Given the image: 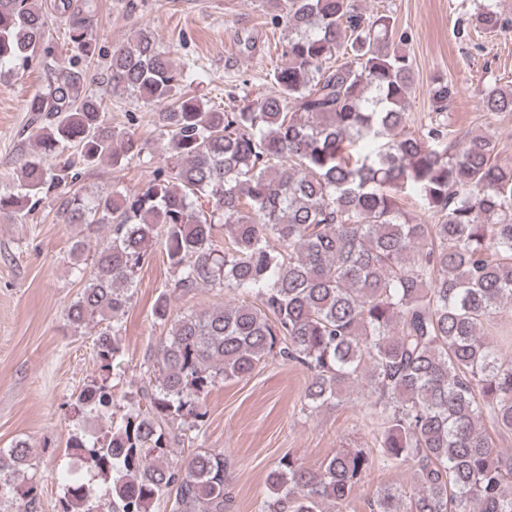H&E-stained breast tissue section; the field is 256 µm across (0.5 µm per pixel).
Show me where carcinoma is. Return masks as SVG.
Returning <instances> with one entry per match:
<instances>
[{
    "instance_id": "1",
    "label": "carcinoma",
    "mask_w": 512,
    "mask_h": 512,
    "mask_svg": "<svg viewBox=\"0 0 512 512\" xmlns=\"http://www.w3.org/2000/svg\"><path fill=\"white\" fill-rule=\"evenodd\" d=\"M273 7L270 24L288 32L275 90L217 110L181 89L190 76L144 33L112 50L105 87L88 91L87 64L100 56L88 30L96 0H53L68 20L70 63L27 101L34 149L0 193V213L51 199L58 222L107 229L68 309L74 327L97 326L101 368L72 403L68 447L108 498L73 481L60 512H148L170 497L174 512H231L223 452L170 456L205 424L216 384L270 358L310 374L311 413L362 385L378 426L373 447L343 448L317 468L283 455L260 512H343L376 463L410 465L414 488L375 490L372 512H512V454L494 442L512 434V356L496 339L498 315L512 309V165L486 133L454 148L440 121L405 132L413 61L395 44L393 16L368 14L359 0ZM47 19L41 0H0V74L53 57ZM470 24L491 34L512 21L484 5ZM128 91L160 107L166 163L141 188L87 194L72 165L51 160L66 148L88 166L151 157L135 132L106 119L105 95ZM457 94L434 78L432 111L448 112ZM481 103L512 112V89L488 86ZM362 140L374 148L357 151ZM407 196L427 219L406 209ZM157 244L173 279L153 315L169 333L110 430L89 435L87 417L115 415L121 322ZM200 287L237 302L171 316L172 295ZM30 457L23 441L0 448V492L29 504Z\"/></svg>"
}]
</instances>
